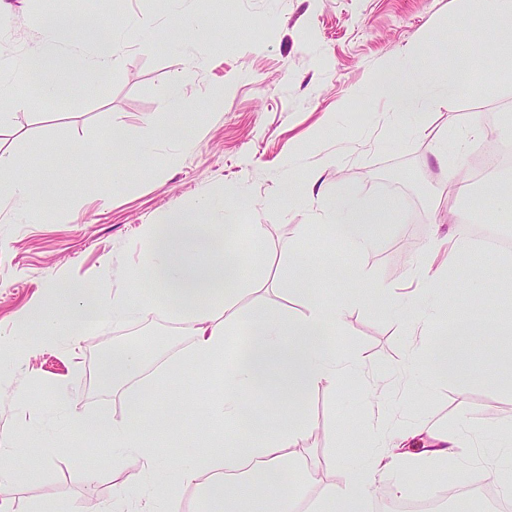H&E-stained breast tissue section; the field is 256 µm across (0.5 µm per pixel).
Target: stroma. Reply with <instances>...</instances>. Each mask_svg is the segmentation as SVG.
Returning a JSON list of instances; mask_svg holds the SVG:
<instances>
[{"label": "stroma", "instance_id": "35a3bbf8", "mask_svg": "<svg viewBox=\"0 0 512 512\" xmlns=\"http://www.w3.org/2000/svg\"><path fill=\"white\" fill-rule=\"evenodd\" d=\"M0 22V57L17 59L40 38L44 14L96 12L107 23L151 18L157 34L149 45L120 52L112 75L102 84L67 74L77 92L68 100H45L18 110L0 129V150L25 157L52 176L55 201L31 209L0 208V444L16 449L15 474L0 484L7 512H36L43 504L81 505L86 498L108 504L130 483L131 472L114 460L111 448L71 429L69 406L114 417L124 411V392H88L95 338L122 341L153 337L148 368L182 355L191 345L186 326L171 319L161 301L136 317L117 320L76 343H52L35 350L13 344L19 316L49 303L50 285L67 286L110 298L135 300L131 271L144 255L148 224L176 203L196 209L207 198L240 189L253 200L242 224L258 225L264 251L243 237L244 273L251 289L237 307L249 315L261 307L290 319L307 311L306 297L288 287L284 275L303 255L308 287L332 299L350 293L355 281L384 291L349 305L338 347L359 363L358 373L338 377L333 386L310 390L302 401L305 428L292 451L316 456L323 485L343 484L348 470L361 469L373 442L357 431L370 418L363 389L385 378L393 396L392 422L421 424L434 431L458 427L474 439L453 463L464 470L480 464L498 443L503 424L512 423V344L477 337L470 362L489 368L490 380L466 385L434 382L430 392L410 394L408 365L411 326L392 309L423 263V248L437 233V214L454 210L456 234L465 243L458 266L448 270L447 310L435 322L442 332L459 313L481 317L466 269H484L501 319H512V246L488 248V228L512 238V222L496 215L495 182L512 180V163L474 178L476 145L501 139L512 126V82L497 72L500 48L487 23H475L474 5L463 0H186L173 19L166 0H9ZM219 24L218 35L190 38L196 17ZM416 44L429 67L448 60L452 47L482 45L477 73L455 99L436 104L427 116L395 115L373 93L388 67L400 65ZM196 56L188 68V56ZM183 77L187 110L167 108L170 79ZM231 88L223 101L212 91ZM491 93H483V86ZM484 113L485 129L476 145L457 148V133L469 112ZM180 120L177 135L162 128ZM122 131L136 148L134 158L117 157L106 140ZM336 163L316 186L308 173L315 162L316 136ZM73 146L82 158L68 170L55 166L60 149ZM465 179V192L448 193V169ZM309 195L344 192L355 199L390 198L396 215L374 229L376 246L350 252L313 223L308 207L288 202L284 174ZM257 236V237H258ZM223 396L212 373L177 370L149 401L156 409L179 400L186 415L210 410ZM225 424L206 418L159 437L162 462H182L205 453L208 441L225 434ZM46 454L38 475L31 456Z\"/></svg>", "mask_w": 512, "mask_h": 512}]
</instances>
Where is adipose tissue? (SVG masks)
I'll list each match as a JSON object with an SVG mask.
<instances>
[{
    "label": "adipose tissue",
    "mask_w": 512,
    "mask_h": 512,
    "mask_svg": "<svg viewBox=\"0 0 512 512\" xmlns=\"http://www.w3.org/2000/svg\"><path fill=\"white\" fill-rule=\"evenodd\" d=\"M481 3L482 16L494 20V31L506 46L500 65L511 72L512 0ZM154 33L153 23L140 19L118 28L105 24L98 14L51 12L38 44L22 58H1L0 71H19L45 96L64 99L74 92L62 77L64 71L75 68L90 80L104 81L112 73L120 46L149 43ZM476 67L472 51L457 49L451 63L434 75L413 54L404 71L391 73L375 93L395 112H425L438 100L457 97ZM21 166L16 155L0 153V206L19 203L29 208L47 196L46 178L22 172ZM313 203V215L329 237L360 252L371 250L374 225L384 223L395 208L389 198L359 202L340 195H321ZM204 207L208 213L204 221L176 206L149 225L144 262L135 272L142 287L160 293L168 313L186 323L193 337L191 347L149 374L144 371L143 345L113 348L111 361L100 366L99 374L112 385L128 388L121 419L90 416L76 409L71 412L73 428L97 434L111 444L115 457L135 468L137 492L116 491L110 506L101 512H155L159 503L164 512H181L179 489L202 477L207 480V496L217 501L221 512H297L306 500L311 501L312 512H359L371 488L395 467L406 473L399 484L406 492L412 490L414 480L447 467L456 449L468 447L469 436L455 429L435 435L430 448L405 458L402 449L417 437L416 432L407 431L393 450L376 448L370 466L350 473L343 487L315 492L307 474L316 468V460L290 452L304 428L298 401L309 389L353 370L352 360L326 339L329 331L342 324L348 302H330L312 293L302 319L290 320L263 310L241 319L235 304L246 280L238 251L224 245V231L235 228L237 214L251 209L252 204L245 193L233 190L224 203L209 200ZM463 249V242L452 233L427 243L426 287H444L448 266ZM51 290L56 298L54 309L34 306L17 319L14 335L25 338L35 331L75 342L84 328L105 327L149 303L145 297L136 303L121 296L107 300L58 283ZM482 328L481 322L459 315L429 351L430 376L442 381L463 378L481 382L484 371L467 368L466 363ZM186 365L206 371L220 369L224 399L211 410L215 420L241 422L250 397L257 392L267 393V406L277 417L265 421L261 432L247 438L232 434L219 438L218 451L175 467L166 482L158 483L153 479L159 464L153 438L173 432L182 410L174 408L170 415L152 421L147 405L169 375ZM134 376L138 384L128 387Z\"/></svg>",
    "instance_id": "adipose-tissue-1"
}]
</instances>
